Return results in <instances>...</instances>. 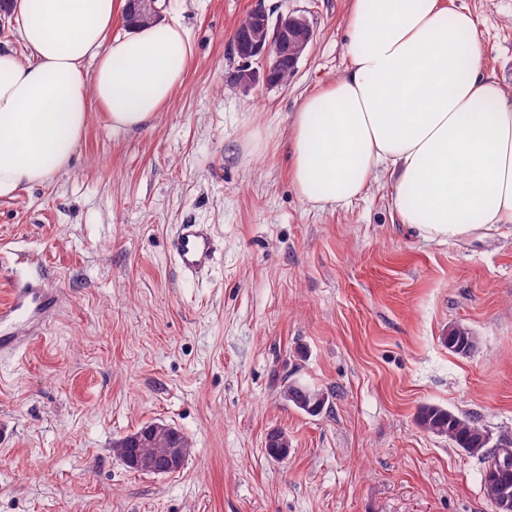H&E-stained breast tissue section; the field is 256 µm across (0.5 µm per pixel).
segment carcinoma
I'll return each mask as SVG.
<instances>
[{
	"label": "carcinoma",
	"mask_w": 512,
	"mask_h": 512,
	"mask_svg": "<svg viewBox=\"0 0 512 512\" xmlns=\"http://www.w3.org/2000/svg\"><path fill=\"white\" fill-rule=\"evenodd\" d=\"M294 73L283 65H271L270 82L276 86L291 84ZM448 349L466 355L472 352L478 343V337L473 335L470 328L456 325L448 329V336L444 337ZM283 399L295 408L309 414L317 415L324 408L325 394L298 380L288 382L282 391ZM419 426L426 432L448 439L456 448L466 450L473 456L488 459V466L484 474V488L488 499L506 494L512 498V444H504L499 448H488L483 442L486 428L477 420L457 414L438 405L423 407L418 416ZM157 423L150 422L142 425L136 431L118 439L113 444V455L128 469L138 471L128 461L127 452L135 448L147 457H156L160 454L159 448H190L188 437L178 428L170 425L165 431L163 442L155 446L152 434ZM288 436L284 432L270 435L267 442V451L273 458H285L288 454Z\"/></svg>",
	"instance_id": "carcinoma-1"
}]
</instances>
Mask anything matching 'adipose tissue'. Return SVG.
Masks as SVG:
<instances>
[{"mask_svg": "<svg viewBox=\"0 0 512 512\" xmlns=\"http://www.w3.org/2000/svg\"><path fill=\"white\" fill-rule=\"evenodd\" d=\"M126 0H12L23 51L0 48V200L66 172L97 100L113 130L149 128L194 54L178 21L112 36ZM346 73L290 122V178L347 204L390 169L400 223L428 241L512 224V97L482 71L467 10L352 0Z\"/></svg>", "mask_w": 512, "mask_h": 512, "instance_id": "adipose-tissue-1", "label": "adipose tissue"}]
</instances>
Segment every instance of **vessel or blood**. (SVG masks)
Segmentation results:
<instances>
[{"instance_id":"obj_1","label":"vessel or blood","mask_w":512,"mask_h":512,"mask_svg":"<svg viewBox=\"0 0 512 512\" xmlns=\"http://www.w3.org/2000/svg\"><path fill=\"white\" fill-rule=\"evenodd\" d=\"M171 250L182 273L201 272L214 257L210 228L205 224L180 225ZM62 306V293L42 279H28L12 288L8 298L0 301V355L18 353L42 336Z\"/></svg>"}]
</instances>
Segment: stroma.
Instances as JSON below:
<instances>
[{
    "mask_svg": "<svg viewBox=\"0 0 512 512\" xmlns=\"http://www.w3.org/2000/svg\"><path fill=\"white\" fill-rule=\"evenodd\" d=\"M476 21L484 70L512 96V0H441ZM305 14L315 39L288 87L226 92L230 42L256 5ZM350 0H166L195 48L151 128L92 104L69 170L0 200V298L28 277L66 301L0 358V512H493L484 460L424 432L439 405L512 441V227L429 242L398 223L377 169L347 205L304 202L288 127L349 66ZM265 133L254 145V128ZM215 257L179 272V225ZM464 325L458 355L443 342ZM299 380L328 401L282 397ZM155 421L192 453L131 471L113 442ZM287 433L283 459L265 449ZM444 343L448 350L460 355H467L472 352L478 343L477 336L473 335L470 328L463 325H456L448 329V336H444ZM282 396L286 402L309 415L319 414L326 402L322 391L298 380L288 382L283 388Z\"/></svg>",
    "mask_w": 512,
    "mask_h": 512,
    "instance_id": "stroma-1",
    "label": "stroma"
}]
</instances>
